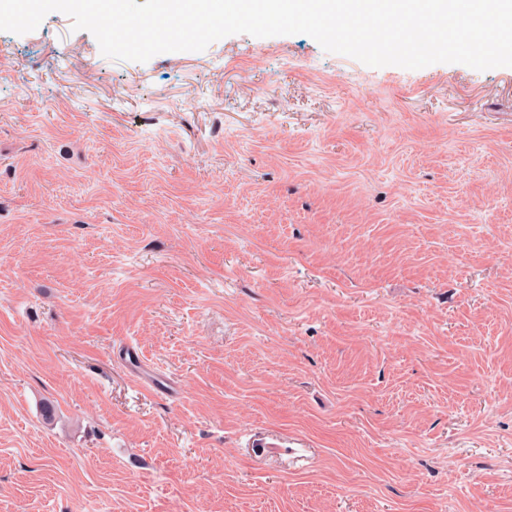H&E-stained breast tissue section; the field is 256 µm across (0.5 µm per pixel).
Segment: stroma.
Segmentation results:
<instances>
[{
  "label": "stroma",
  "instance_id": "obj_1",
  "mask_svg": "<svg viewBox=\"0 0 512 512\" xmlns=\"http://www.w3.org/2000/svg\"><path fill=\"white\" fill-rule=\"evenodd\" d=\"M0 512H512V67L0 31Z\"/></svg>",
  "mask_w": 512,
  "mask_h": 512
}]
</instances>
